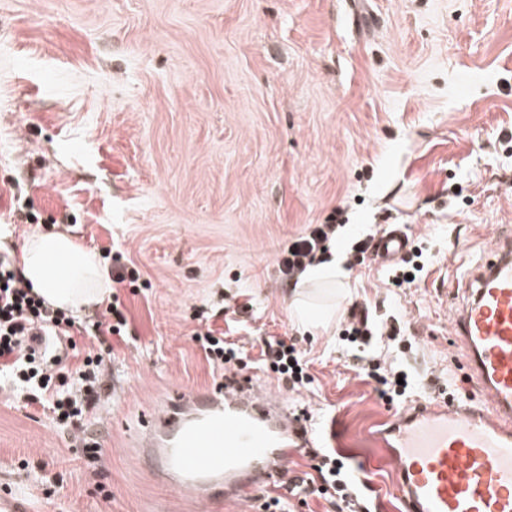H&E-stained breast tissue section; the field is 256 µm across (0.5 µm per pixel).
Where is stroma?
<instances>
[{
    "instance_id": "stroma-1",
    "label": "stroma",
    "mask_w": 512,
    "mask_h": 512,
    "mask_svg": "<svg viewBox=\"0 0 512 512\" xmlns=\"http://www.w3.org/2000/svg\"><path fill=\"white\" fill-rule=\"evenodd\" d=\"M338 210L345 304L400 327L380 347L417 396L464 394L448 382L461 272L512 225V0H0V252L59 231L121 247L141 274L114 287L135 335L115 344L84 437L0 393V493L38 512H200L131 443L161 399L223 382L192 340L208 312L248 351L239 377L308 412L368 480L371 512H404L372 436L393 406L339 322L297 324L278 266ZM393 224L428 250L418 284L349 263ZM269 335L304 352L308 388L259 366Z\"/></svg>"
}]
</instances>
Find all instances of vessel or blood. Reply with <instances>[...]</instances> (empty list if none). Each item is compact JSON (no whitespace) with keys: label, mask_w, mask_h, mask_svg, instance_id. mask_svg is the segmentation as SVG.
Listing matches in <instances>:
<instances>
[{"label":"vessel or blood","mask_w":512,"mask_h":512,"mask_svg":"<svg viewBox=\"0 0 512 512\" xmlns=\"http://www.w3.org/2000/svg\"><path fill=\"white\" fill-rule=\"evenodd\" d=\"M405 233L381 237L374 255L393 263ZM476 287L454 310L448 335L462 348L472 398L407 403L373 432L392 464L406 512H512V229L495 228ZM322 429L235 375L224 387L171 400L141 435L140 457L206 508L252 501L288 476V451L309 448Z\"/></svg>","instance_id":"obj_1"}]
</instances>
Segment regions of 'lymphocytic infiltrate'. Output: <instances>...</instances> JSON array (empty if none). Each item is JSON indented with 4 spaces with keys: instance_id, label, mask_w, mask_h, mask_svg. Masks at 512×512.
<instances>
[{
    "instance_id": "obj_1",
    "label": "lymphocytic infiltrate",
    "mask_w": 512,
    "mask_h": 512,
    "mask_svg": "<svg viewBox=\"0 0 512 512\" xmlns=\"http://www.w3.org/2000/svg\"><path fill=\"white\" fill-rule=\"evenodd\" d=\"M338 232L335 224L307 227L284 251L283 274L294 281L309 266L327 263L329 245ZM344 320L343 340L361 353L376 337L396 333L368 309L355 305ZM128 331L120 301H112L102 317L92 321L52 309L25 284L11 256L0 254V379L28 403L40 405L58 429L69 432L82 427L105 401L103 370L112 351L104 342L110 336H127ZM81 337L97 339L101 349L81 351L77 346ZM193 340L212 365L242 366L244 347L216 329L197 331ZM260 362L289 389L312 382L303 352L287 337L264 338ZM308 455L314 461L311 473L284 482L281 492L258 495L261 512H293V504H306L311 497L327 501L333 512H366V481L349 477L335 454L315 448Z\"/></svg>"
}]
</instances>
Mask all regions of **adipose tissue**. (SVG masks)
Segmentation results:
<instances>
[{"instance_id":"obj_1","label":"adipose tissue","mask_w":512,"mask_h":512,"mask_svg":"<svg viewBox=\"0 0 512 512\" xmlns=\"http://www.w3.org/2000/svg\"><path fill=\"white\" fill-rule=\"evenodd\" d=\"M20 269L34 292L54 309L80 311L111 292L107 268L97 254L60 233H33L20 246Z\"/></svg>"}]
</instances>
